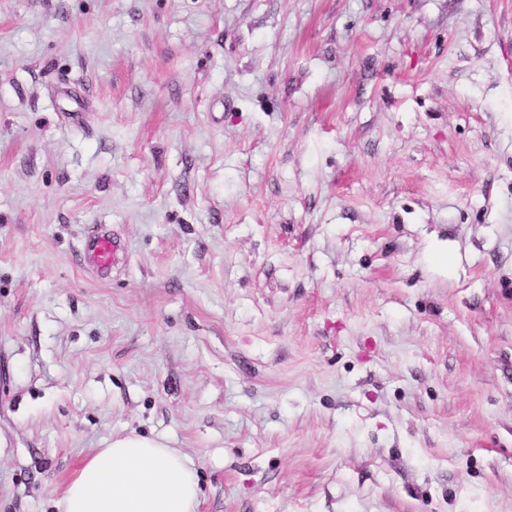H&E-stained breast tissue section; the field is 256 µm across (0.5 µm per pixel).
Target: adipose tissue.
<instances>
[{"instance_id": "1", "label": "adipose tissue", "mask_w": 512, "mask_h": 512, "mask_svg": "<svg viewBox=\"0 0 512 512\" xmlns=\"http://www.w3.org/2000/svg\"><path fill=\"white\" fill-rule=\"evenodd\" d=\"M193 462L143 435L113 438L84 460L58 503L59 512H197Z\"/></svg>"}]
</instances>
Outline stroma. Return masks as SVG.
Segmentation results:
<instances>
[{
    "label": "stroma",
    "instance_id": "obj_1",
    "mask_svg": "<svg viewBox=\"0 0 512 512\" xmlns=\"http://www.w3.org/2000/svg\"><path fill=\"white\" fill-rule=\"evenodd\" d=\"M131 433L198 512H512V0H0V512ZM118 245L110 237L93 235L84 245V256L88 263L99 270L107 269L114 259Z\"/></svg>",
    "mask_w": 512,
    "mask_h": 512
}]
</instances>
